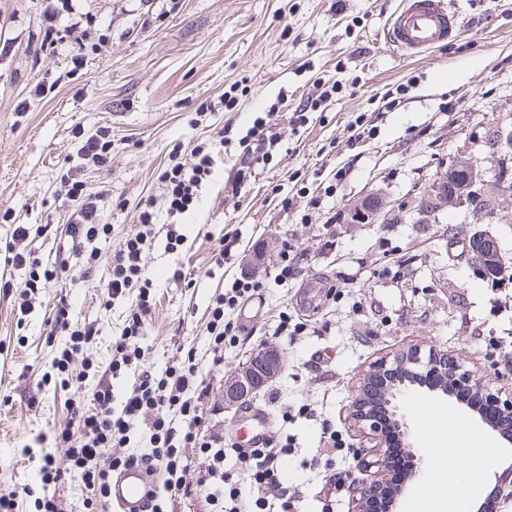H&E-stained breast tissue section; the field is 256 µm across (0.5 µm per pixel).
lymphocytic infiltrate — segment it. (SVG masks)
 <instances>
[{
	"instance_id": "1",
	"label": "lymphocytic infiltrate",
	"mask_w": 512,
	"mask_h": 512,
	"mask_svg": "<svg viewBox=\"0 0 512 512\" xmlns=\"http://www.w3.org/2000/svg\"><path fill=\"white\" fill-rule=\"evenodd\" d=\"M45 35L54 38L66 35L70 42L69 56L74 66H82L87 35L79 24L63 25L68 0H43ZM274 112L256 119L246 135L239 140L242 152L240 176L255 174L259 165L267 162L275 146L274 139L264 133ZM181 147H174L168 162L159 175L164 204L170 217L182 218L196 210L201 202L200 190L213 175L214 147L211 142L194 143L189 159H182ZM79 165L69 168L60 177L62 197L70 205L65 228L71 240L70 256L58 261L55 268L43 266L33 251L20 249L19 243L30 231L17 227L6 242L5 264L24 269L28 277L19 294L20 312L31 307V297L44 288L57 274L71 270L85 273L98 259L97 242L108 236L110 225L100 221V194L90 192L81 174L86 166L105 167L112 161V131L99 127L82 138L78 149ZM156 201L145 197L136 205L139 231L122 241L112 254L110 278L106 284L107 300L130 297L129 313L121 330L110 344L111 360L107 367L85 361L82 379H94L91 405L74 407L66 426L55 436L56 444L65 446L71 462L69 472H62L52 461L47 449H40L42 460L40 482L43 495L37 501V512H60L57 491L69 476H76L94 495L100 512H110L109 485L112 476L125 467L140 464L151 474L162 475L161 483L148 496L142 512H175L177 501L194 493L205 494L211 512H262L265 491L281 487L278 462L286 448L276 447L271 440L253 448L237 449V458L244 471V481L234 480L224 470V440L205 436L200 431L203 421L202 401L208 393L205 382L199 381L200 370L193 352L178 356L164 372H156L143 363L144 353L138 341L145 318L151 309L149 290L152 281L142 262L143 253L158 221ZM246 293L235 289L233 296L217 298L207 325L209 343L213 350L212 365L224 363V338L231 335L233 326L224 320L225 306L235 305ZM55 329L68 334L69 340L53 364L66 371L71 359L82 353L87 344L99 334L93 323L76 321L67 303L58 305L54 316ZM133 373L134 381L121 404L112 401V381L124 373ZM146 425L149 447L143 451L130 448L138 425ZM198 449L208 461L201 470L190 469L184 456L185 448Z\"/></svg>"
}]
</instances>
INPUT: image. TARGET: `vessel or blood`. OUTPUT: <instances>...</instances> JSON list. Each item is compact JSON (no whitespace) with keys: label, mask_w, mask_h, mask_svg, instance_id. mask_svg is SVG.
<instances>
[{"label":"vessel or blood","mask_w":512,"mask_h":512,"mask_svg":"<svg viewBox=\"0 0 512 512\" xmlns=\"http://www.w3.org/2000/svg\"><path fill=\"white\" fill-rule=\"evenodd\" d=\"M456 32L457 15L447 0H402L384 35L406 54L417 56L452 43ZM154 486L144 470L130 466L113 478L109 497L117 512H141Z\"/></svg>","instance_id":"1"}]
</instances>
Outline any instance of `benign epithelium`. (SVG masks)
Masks as SVG:
<instances>
[{
    "instance_id": "7a95c632",
    "label": "benign epithelium",
    "mask_w": 512,
    "mask_h": 512,
    "mask_svg": "<svg viewBox=\"0 0 512 512\" xmlns=\"http://www.w3.org/2000/svg\"><path fill=\"white\" fill-rule=\"evenodd\" d=\"M482 182V173L478 162L466 155L454 158L448 177L428 185L422 194L423 204L436 209L465 201L474 206L479 200L478 184ZM392 205L389 201L376 194L365 195L351 202L345 210L348 224H377L389 221ZM462 258L477 275L489 278L490 275L502 277L512 269L501 254L497 241L490 235L477 232L469 237ZM284 366V356L273 344H266L256 349L242 367L230 374L224 381V408L241 409L250 398L273 378L278 376ZM395 370L401 374L400 383L388 387L381 399L383 403L373 401L367 387L375 376L386 371ZM431 374L436 383L427 386L431 392H441L454 399L462 409L474 412L472 405L457 397L456 392L468 390L481 400H488L497 408L498 415L512 421V397H501L484 388L476 375L456 361L443 354L428 351L424 354L419 350L400 353L388 361L382 359L373 365L367 373L359 394L352 402L353 419L368 431L375 447H385L387 428L396 430L409 448L413 460L403 489L416 485L423 474L424 458L419 449L412 443L413 428L408 415L400 409L398 400L408 394L411 388L418 385V379ZM348 488L358 506L357 512H365L366 504L377 498L383 488L384 479H364L348 477Z\"/></svg>"
}]
</instances>
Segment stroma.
Returning <instances> with one entry per match:
<instances>
[{"mask_svg": "<svg viewBox=\"0 0 512 512\" xmlns=\"http://www.w3.org/2000/svg\"><path fill=\"white\" fill-rule=\"evenodd\" d=\"M400 2L73 0L74 20L107 31L76 68L65 42L45 39L42 0H0V242L26 225V248L53 260L67 245L58 189L79 162L75 131L106 124L115 143L110 166L84 171L88 189L103 192L100 218L112 227L93 272L52 280L25 315L17 297L25 271L15 272L13 295H0V493L26 489L23 508L34 512L42 489L32 448L52 449L67 467L54 437L93 384H62L51 366L66 340L53 328L56 305L67 299L98 326L84 354L107 366L129 309L125 299L103 302L112 252L138 231V201L161 197L158 176L178 143L215 142V172L200 209L177 227L186 237L178 250L168 247L166 211L158 213L143 255L153 305L141 344L159 371L193 350L209 386L205 423L224 435L229 473L239 471L233 450L250 419L264 411L267 437L288 447L280 461L288 495L272 498L273 512H354L343 477L357 473L365 437L350 404L389 354L434 348L512 393V281L491 284L448 249L449 229L482 230L512 260V176L499 177L512 172V150L482 136L512 124V0H448L456 41L414 58L383 35ZM326 82L336 86L333 98L293 127V112ZM37 84L42 92L31 96ZM391 96L398 103L389 109ZM275 103L266 128L277 141L273 157L260 175L238 180V140ZM360 116L373 131L357 139L350 126ZM460 152L494 189V218L464 203L411 208ZM300 178L308 193H298ZM373 192L394 204L391 221L345 223L347 205ZM222 245L231 255L218 266ZM261 249L264 262L252 265ZM244 280L256 282L261 312L249 319L241 306L226 309L234 334L224 341L223 370H212L210 306ZM266 343L284 355L281 374L249 408L224 411L226 375Z\"/></svg>", "mask_w": 512, "mask_h": 512, "instance_id": "stroma-1", "label": "stroma"}]
</instances>
